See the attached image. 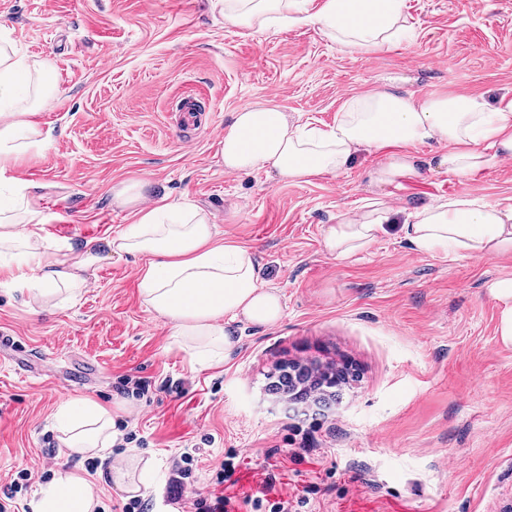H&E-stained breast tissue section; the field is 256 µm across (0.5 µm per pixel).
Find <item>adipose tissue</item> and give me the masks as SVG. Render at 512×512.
Returning <instances> with one entry per match:
<instances>
[{
    "label": "adipose tissue",
    "instance_id": "1",
    "mask_svg": "<svg viewBox=\"0 0 512 512\" xmlns=\"http://www.w3.org/2000/svg\"><path fill=\"white\" fill-rule=\"evenodd\" d=\"M224 20L253 31L315 25L340 49L377 53L402 42L409 29L402 0H323L309 11L308 0H215ZM49 67L14 51L0 29V192L11 204L0 206V273L26 294L28 304L44 308L56 296L79 297L101 261L94 241L73 246L49 242L37 227L43 209L28 185L14 177L31 152L50 146L51 130L36 119L41 94L53 90ZM437 143L445 151L438 167L467 179L495 160L512 157V97L489 103L478 95H446L423 102L387 90L348 100L334 126H296L273 102L234 113L224 129L221 158L231 172L266 170L283 181L300 183L346 170L363 150L383 151L387 161L375 170L382 183L422 177L413 145ZM141 182L113 187L116 205L133 210L109 244L113 252L143 257L137 277L144 307L172 325L175 342L206 368L223 361L235 345L232 322L270 327L283 314L282 296L265 281L254 251L232 240H218L198 207L159 201L140 205ZM394 211L373 199L357 214H343L324 235L325 250L346 259L367 250L392 223ZM405 236L418 250L469 256L512 254V206L479 204L461 196L427 204L409 213ZM59 441L66 456L107 457L114 441L113 412L89 398L66 399L56 410ZM96 481L71 470L41 485L28 501L30 512H96Z\"/></svg>",
    "mask_w": 512,
    "mask_h": 512
}]
</instances>
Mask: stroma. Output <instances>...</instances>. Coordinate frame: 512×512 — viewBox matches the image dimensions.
Returning a JSON list of instances; mask_svg holds the SVG:
<instances>
[{"label": "stroma", "mask_w": 512, "mask_h": 512, "mask_svg": "<svg viewBox=\"0 0 512 512\" xmlns=\"http://www.w3.org/2000/svg\"><path fill=\"white\" fill-rule=\"evenodd\" d=\"M403 11L410 41L360 54L312 25H230L210 0H0L15 51L53 63L56 76L37 114L53 141L16 176L42 197V236L93 240L103 255L76 303L37 315L0 284V489L30 470L18 512L72 465L53 425L70 397L126 407L115 424L131 443L96 462L100 512L133 496L108 478L132 453L152 465L136 496L151 512H176L172 461L194 445L187 496L228 497L232 512H250L242 500L257 494L259 512L283 499L296 512H512V346L489 292L512 278V255L424 252L403 230L415 209L462 194L512 205V165L379 186L369 173L384 156L363 151L340 175L291 183L227 172L219 154L234 112L260 101L327 127L369 90L512 96V0H404ZM141 180L150 201H189L220 239L255 249L282 295L280 322L233 324L238 344L217 366L192 367L138 297L141 259L107 246L133 220L113 205V187ZM376 197L397 209L395 223L364 252L329 255L327 226ZM295 359L348 366L354 379L340 402L288 409L266 385ZM127 376L148 380V396L121 394ZM165 380L180 394L160 391ZM229 457L234 468L215 485Z\"/></svg>", "instance_id": "stroma-1"}]
</instances>
